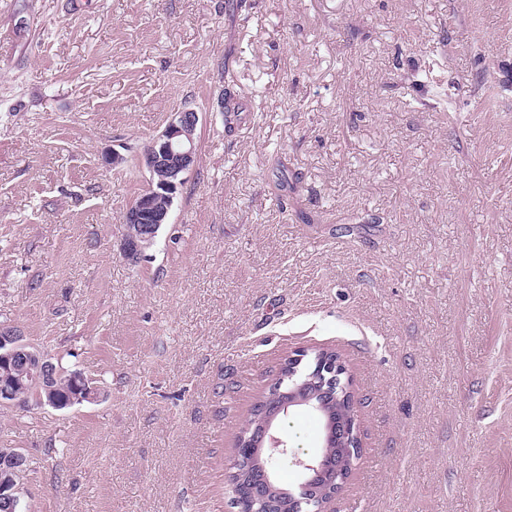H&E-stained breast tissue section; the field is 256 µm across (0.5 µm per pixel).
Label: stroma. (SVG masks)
I'll return each instance as SVG.
<instances>
[{"label":"stroma","mask_w":512,"mask_h":512,"mask_svg":"<svg viewBox=\"0 0 512 512\" xmlns=\"http://www.w3.org/2000/svg\"><path fill=\"white\" fill-rule=\"evenodd\" d=\"M185 107L196 166L129 260ZM1 327L104 391L0 411L23 512H237L236 427L318 348L359 401L335 512H512V0H0ZM278 430L318 454V414ZM199 113L192 108L174 112L165 128L154 136L142 153V164L149 173L147 192L124 214L123 224L136 227L137 235L122 237L123 251L132 261L151 248L164 224H169L170 207L197 159L195 131ZM165 196L169 207L158 206L153 194Z\"/></svg>","instance_id":"1"}]
</instances>
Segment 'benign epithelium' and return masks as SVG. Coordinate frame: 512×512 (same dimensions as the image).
Here are the masks:
<instances>
[{"label":"benign epithelium","mask_w":512,"mask_h":512,"mask_svg":"<svg viewBox=\"0 0 512 512\" xmlns=\"http://www.w3.org/2000/svg\"><path fill=\"white\" fill-rule=\"evenodd\" d=\"M200 121L199 113L184 108L172 114L165 128L154 136L142 153V164L149 173L147 192L130 205L123 217V224L139 230L137 235L123 234L122 246L126 257L137 260L151 248L161 227L170 221V208L158 206L153 194L173 200L193 169L197 159L195 131ZM307 352L302 350L288 357V373L270 385L274 409L259 432H253L245 441L259 439V443L240 449L233 458L229 480L238 512H271L267 494L275 487L273 473L265 462L279 458H292L299 468L301 481L294 490L286 492L279 512H293L295 503H313L317 486L324 485L325 500L317 504V512H330L329 504L336 498V487L342 485L343 462H332L327 452L312 459H302L288 448V441L273 428L274 421L288 414L290 408L307 406L319 413L325 421L326 438L336 441L342 458L358 446V410H353L352 420L335 421L316 400L317 392L304 394V388H320L335 399L352 393L351 379L339 358H318L312 374L301 382L294 380ZM101 390L92 380L79 371L67 372L53 362V358L38 351L12 328L0 330V404L13 408H52L62 411L75 405L96 403ZM26 459L15 448H0V506L6 512H21V493Z\"/></svg>","instance_id":"benign-epithelium-1"}]
</instances>
